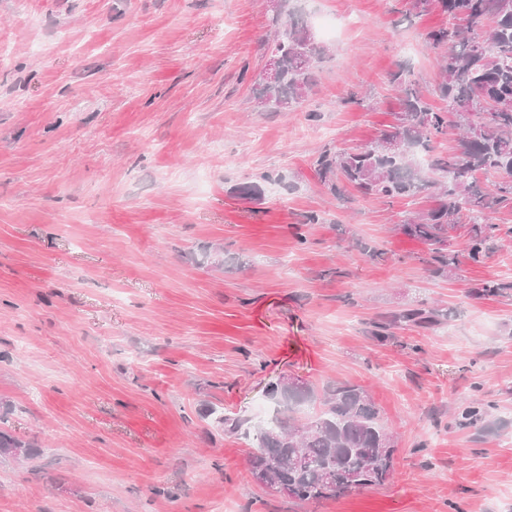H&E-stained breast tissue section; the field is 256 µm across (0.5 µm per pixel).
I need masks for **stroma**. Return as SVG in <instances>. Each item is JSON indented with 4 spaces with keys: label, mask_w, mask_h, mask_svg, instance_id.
I'll return each instance as SVG.
<instances>
[{
    "label": "stroma",
    "mask_w": 512,
    "mask_h": 512,
    "mask_svg": "<svg viewBox=\"0 0 512 512\" xmlns=\"http://www.w3.org/2000/svg\"><path fill=\"white\" fill-rule=\"evenodd\" d=\"M289 6L327 53L267 112V0H0V428L33 447L0 457V512H512V296L473 293L512 281V207L488 214L503 245L445 278L401 230L432 198L337 196L313 168L394 124L389 73L431 93L421 35L447 17ZM422 302L449 319L371 336ZM284 376L368 391L397 440L384 487L298 504L253 483L252 440L209 412L257 424ZM468 405L485 420L460 426Z\"/></svg>",
    "instance_id": "obj_1"
}]
</instances>
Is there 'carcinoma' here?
<instances>
[{"label":"carcinoma","instance_id":"1","mask_svg":"<svg viewBox=\"0 0 512 512\" xmlns=\"http://www.w3.org/2000/svg\"><path fill=\"white\" fill-rule=\"evenodd\" d=\"M433 2L448 24L429 30L425 44L438 52L432 95L446 106L431 103L411 71L393 72L388 82L401 98L396 124L363 146L325 150L314 169L334 195L345 183L365 197L386 202L423 193L434 196V207L413 214L401 228L427 247L433 273L450 278L461 259L447 248L448 230L467 214L472 227L464 260L479 264L500 231L499 225L487 222L486 212L512 206V0H410L408 11L424 15ZM267 50L281 58L282 73L271 85L256 78V99L268 111L289 110L310 88L315 63L325 49L284 8L272 16ZM450 128L459 131L455 151L433 154V141ZM481 175L498 180L483 186ZM478 293L507 297L512 282L486 281ZM446 318L448 312L422 302L380 316L372 322V336L386 342L404 325L429 330ZM270 395L275 415L252 431L243 429L239 417L216 419L226 433L253 436L250 475L256 484L306 504L380 487L390 479L395 439L381 425L379 409L363 387L325 386L322 409L301 421L294 414L316 401L314 387L285 379ZM16 448L28 449L30 444L1 429L0 455H11Z\"/></svg>","mask_w":512,"mask_h":512}]
</instances>
